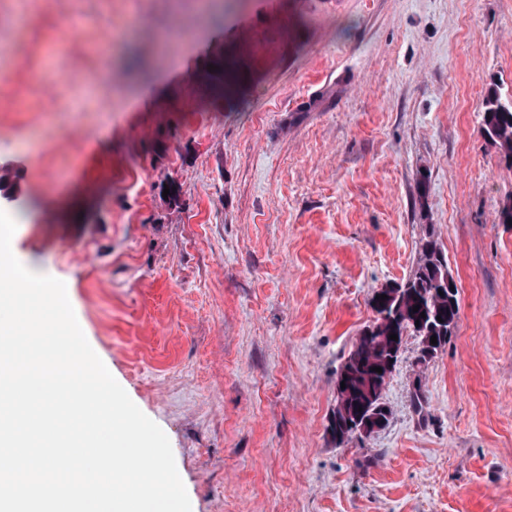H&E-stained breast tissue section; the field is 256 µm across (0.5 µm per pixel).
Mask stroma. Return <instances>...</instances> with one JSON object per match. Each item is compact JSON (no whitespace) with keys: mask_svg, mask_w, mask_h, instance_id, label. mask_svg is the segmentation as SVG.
<instances>
[{"mask_svg":"<svg viewBox=\"0 0 512 512\" xmlns=\"http://www.w3.org/2000/svg\"><path fill=\"white\" fill-rule=\"evenodd\" d=\"M208 2L0 0L14 255L192 512H512V163L482 121L512 0ZM430 236L456 328L425 364L405 336L387 427L337 444L336 374Z\"/></svg>","mask_w":512,"mask_h":512,"instance_id":"obj_1","label":"stroma"}]
</instances>
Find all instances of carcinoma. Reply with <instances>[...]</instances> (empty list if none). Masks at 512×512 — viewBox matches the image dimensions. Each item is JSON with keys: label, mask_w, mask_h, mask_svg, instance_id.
Listing matches in <instances>:
<instances>
[{"label": "carcinoma", "mask_w": 512, "mask_h": 512, "mask_svg": "<svg viewBox=\"0 0 512 512\" xmlns=\"http://www.w3.org/2000/svg\"><path fill=\"white\" fill-rule=\"evenodd\" d=\"M483 124L489 139L512 163V98L491 91L484 101ZM453 285L455 281L448 272L445 256L436 241L429 240L417 269L405 283L377 291V295L385 299H372L375 319L368 325L370 331L358 336L340 368V373L349 381V396L344 401L336 400L335 414L355 416L359 410L382 401L387 376L392 370L378 373L373 368L382 366L390 358L398 360L399 346L389 339L390 334L410 329L421 337V326L433 324L439 317L443 323L436 326L432 335L438 337L440 347L448 342L460 311L458 291L451 290ZM416 305L419 309L415 312Z\"/></svg>", "instance_id": "obj_1"}]
</instances>
